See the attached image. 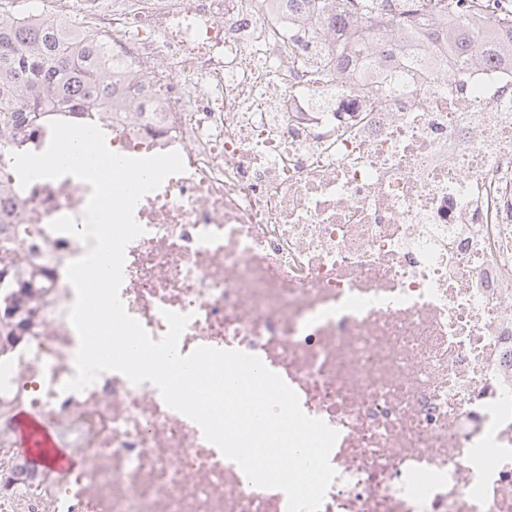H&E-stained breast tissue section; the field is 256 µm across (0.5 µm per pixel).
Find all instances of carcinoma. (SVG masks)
<instances>
[{
  "label": "carcinoma",
  "instance_id": "cac0c4a2",
  "mask_svg": "<svg viewBox=\"0 0 512 512\" xmlns=\"http://www.w3.org/2000/svg\"><path fill=\"white\" fill-rule=\"evenodd\" d=\"M475 0H305L308 25L320 28L339 23L343 48L355 55L368 48V33L375 27L396 25L384 11L395 3L403 13L400 25L426 24L439 29L442 17L459 16L443 35L460 54L461 63L480 66L487 52L512 62V10L491 21L478 23L463 2ZM489 28L488 46H476L466 34ZM103 42L78 23H62L21 11L0 8V140L8 139L16 151L26 148L21 140L26 127H48L54 119L76 122L70 107L88 98L112 99V72ZM18 267L13 240L0 238V280Z\"/></svg>",
  "mask_w": 512,
  "mask_h": 512
}]
</instances>
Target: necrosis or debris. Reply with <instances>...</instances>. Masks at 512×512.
<instances>
[{"label": "necrosis or debris", "mask_w": 512, "mask_h": 512, "mask_svg": "<svg viewBox=\"0 0 512 512\" xmlns=\"http://www.w3.org/2000/svg\"><path fill=\"white\" fill-rule=\"evenodd\" d=\"M129 68L90 120L114 152H180L135 208L120 297L153 339L261 358L338 433L320 512H512V64L460 65L423 27L383 65L340 34L295 39L272 0H42ZM335 68L344 89L316 106ZM364 85L381 94H358ZM0 194L23 260L0 336V512H287L149 382L83 392L69 263L53 231L91 188L64 176ZM37 271L29 283V271ZM37 415L78 465L15 480L14 415Z\"/></svg>", "instance_id": "1"}]
</instances>
